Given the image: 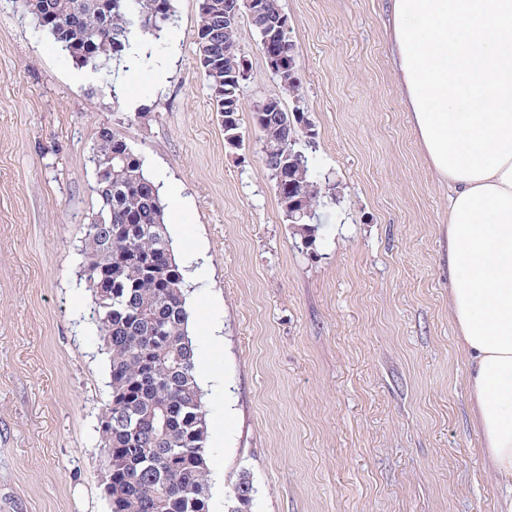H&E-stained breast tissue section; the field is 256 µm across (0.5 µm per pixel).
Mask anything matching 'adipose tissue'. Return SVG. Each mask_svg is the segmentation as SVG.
Returning <instances> with one entry per match:
<instances>
[{"instance_id":"adipose-tissue-1","label":"adipose tissue","mask_w":512,"mask_h":512,"mask_svg":"<svg viewBox=\"0 0 512 512\" xmlns=\"http://www.w3.org/2000/svg\"><path fill=\"white\" fill-rule=\"evenodd\" d=\"M397 82L448 184L449 307L512 505V0H390Z\"/></svg>"}]
</instances>
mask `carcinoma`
Returning a JSON list of instances; mask_svg holds the SVG:
<instances>
[{"mask_svg": "<svg viewBox=\"0 0 512 512\" xmlns=\"http://www.w3.org/2000/svg\"><path fill=\"white\" fill-rule=\"evenodd\" d=\"M239 5L206 0L196 36L226 136L241 129ZM21 6L76 64L90 68L121 59L135 38L157 36L173 20L172 0H21ZM273 52L281 60V86L296 93L295 44L287 39ZM277 106H256L252 122L266 168L286 185L278 195L286 220L310 241L322 188L301 171L298 144L290 143L305 130L286 123L282 101ZM94 153L106 169L94 188L95 216L104 227L85 225L83 277L110 365V394L99 420L112 463L110 512H209L207 411L196 380L184 269L164 221L165 205L141 157L117 133L102 128ZM251 490L242 475L233 488L237 512L248 506Z\"/></svg>", "mask_w": 512, "mask_h": 512, "instance_id": "carcinoma-1", "label": "carcinoma"}]
</instances>
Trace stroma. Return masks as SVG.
<instances>
[{"label": "stroma", "mask_w": 512, "mask_h": 512, "mask_svg": "<svg viewBox=\"0 0 512 512\" xmlns=\"http://www.w3.org/2000/svg\"><path fill=\"white\" fill-rule=\"evenodd\" d=\"M280 5L300 90L241 16L231 148L197 63L198 0L95 69L0 0V512H109V359L81 268L103 126L184 215L168 231L207 371L210 512H231L244 473L248 512H501L448 311V189L393 75L388 0ZM274 97L312 122L300 147L343 188L310 243L251 120Z\"/></svg>", "instance_id": "obj_1"}]
</instances>
